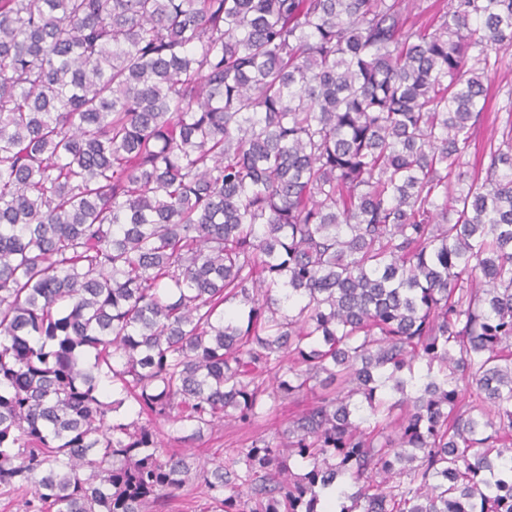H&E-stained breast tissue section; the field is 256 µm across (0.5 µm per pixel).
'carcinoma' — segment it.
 <instances>
[{"mask_svg":"<svg viewBox=\"0 0 512 512\" xmlns=\"http://www.w3.org/2000/svg\"><path fill=\"white\" fill-rule=\"evenodd\" d=\"M425 12L0 0L1 492L512 512V0ZM299 408L295 405H282L270 421L262 423L265 424L264 426L224 428V431L212 434L205 433L201 440L195 441L192 445L193 451L201 460H207L214 456L226 457L234 448H239L256 431L267 429L266 433L273 432L274 428L284 424L288 417Z\"/></svg>","mask_w":512,"mask_h":512,"instance_id":"cac0c4a2","label":"carcinoma"}]
</instances>
